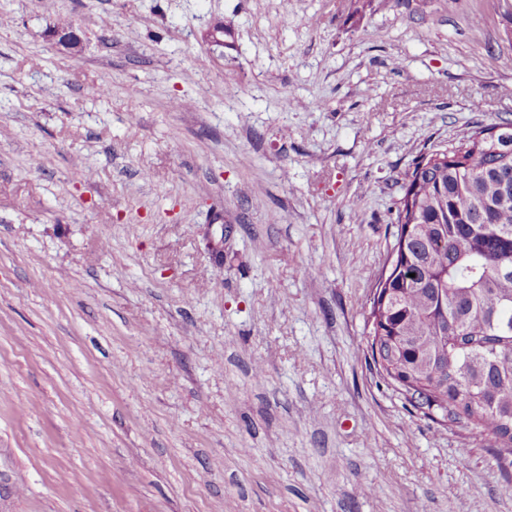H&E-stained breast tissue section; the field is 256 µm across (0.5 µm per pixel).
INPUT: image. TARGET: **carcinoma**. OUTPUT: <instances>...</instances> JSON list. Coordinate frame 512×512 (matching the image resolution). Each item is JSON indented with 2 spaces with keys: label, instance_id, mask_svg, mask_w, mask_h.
Returning <instances> with one entry per match:
<instances>
[{
  "label": "carcinoma",
  "instance_id": "1",
  "mask_svg": "<svg viewBox=\"0 0 512 512\" xmlns=\"http://www.w3.org/2000/svg\"><path fill=\"white\" fill-rule=\"evenodd\" d=\"M512 124L415 164L369 299L365 361L414 408L512 467Z\"/></svg>",
  "mask_w": 512,
  "mask_h": 512
}]
</instances>
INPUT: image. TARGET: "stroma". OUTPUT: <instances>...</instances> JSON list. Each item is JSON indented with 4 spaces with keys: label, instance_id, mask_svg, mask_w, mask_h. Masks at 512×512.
<instances>
[{
    "label": "stroma",
    "instance_id": "stroma-1",
    "mask_svg": "<svg viewBox=\"0 0 512 512\" xmlns=\"http://www.w3.org/2000/svg\"><path fill=\"white\" fill-rule=\"evenodd\" d=\"M0 13V512H512L362 356L416 162L512 120V0Z\"/></svg>",
    "mask_w": 512,
    "mask_h": 512
}]
</instances>
